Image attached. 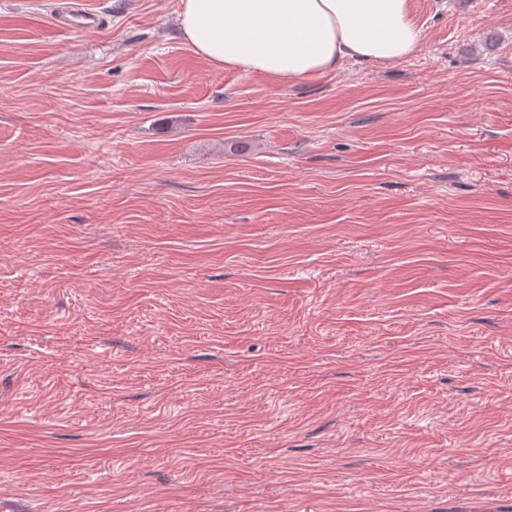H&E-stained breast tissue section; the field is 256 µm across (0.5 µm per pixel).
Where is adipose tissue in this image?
<instances>
[{
    "label": "adipose tissue",
    "mask_w": 512,
    "mask_h": 512,
    "mask_svg": "<svg viewBox=\"0 0 512 512\" xmlns=\"http://www.w3.org/2000/svg\"><path fill=\"white\" fill-rule=\"evenodd\" d=\"M183 40L214 66L303 80L346 60L388 64L414 54L411 0H180Z\"/></svg>",
    "instance_id": "1"
}]
</instances>
